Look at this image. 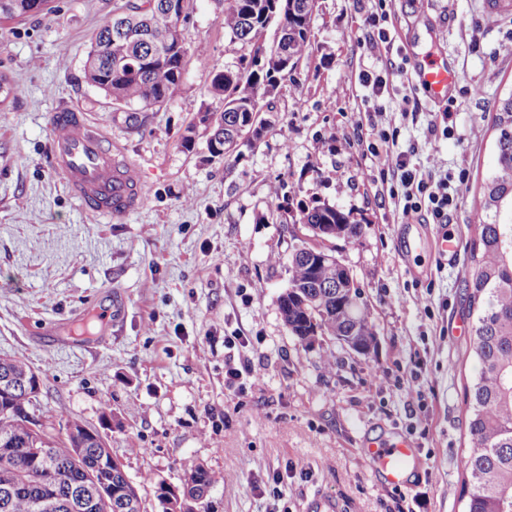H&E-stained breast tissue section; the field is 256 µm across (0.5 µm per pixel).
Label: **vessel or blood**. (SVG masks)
Instances as JSON below:
<instances>
[{
    "label": "vessel or blood",
    "mask_w": 512,
    "mask_h": 512,
    "mask_svg": "<svg viewBox=\"0 0 512 512\" xmlns=\"http://www.w3.org/2000/svg\"><path fill=\"white\" fill-rule=\"evenodd\" d=\"M411 80L429 100L440 101L458 85L459 76L455 67L436 56L430 43L414 52ZM49 164L62 175L76 202L110 220L125 219L143 201L137 167L84 113L70 106H59L52 115ZM362 453L395 488L405 484L415 466L414 452L403 439L368 443Z\"/></svg>",
    "instance_id": "vessel-or-blood-1"
}]
</instances>
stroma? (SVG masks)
<instances>
[{"mask_svg":"<svg viewBox=\"0 0 512 512\" xmlns=\"http://www.w3.org/2000/svg\"><path fill=\"white\" fill-rule=\"evenodd\" d=\"M487 3L390 4L395 49L436 33L459 75L446 137L430 132L437 105L402 115L409 74L390 71L381 99L413 165L465 178L443 226L402 223L375 159L351 141L369 117L359 74L387 62L361 49L373 0H317L311 56L265 96L261 135L226 162L210 157L204 128L184 142L194 117L217 106L206 94L213 73L251 53L225 34L224 0H194L181 25V91L137 131L83 71L121 0H53L52 13L0 23V76L13 88L0 97V357L38 374L46 431L73 417L100 431L147 512L162 510L158 481L181 486L200 465L224 476L201 512H309L317 497L337 512H409L416 498L421 512H464V390L476 372L468 261L437 262L433 243L443 230L469 240L495 161L496 102L512 92V16L484 24ZM62 102L138 167L144 201L124 221L81 209L51 169L50 116ZM324 203L363 227L328 246L376 326L364 354L328 336L300 343L279 308L284 258L309 239L293 218ZM117 293L123 315L107 329L99 315ZM228 336L235 346L225 347ZM230 356L242 371L232 382ZM399 433L418 465L408 488L392 492L361 449L365 437ZM273 484L280 496L269 495Z\"/></svg>","mask_w":512,"mask_h":512,"instance_id":"obj_1","label":"stroma"}]
</instances>
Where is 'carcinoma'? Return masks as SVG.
I'll use <instances>...</instances> for the list:
<instances>
[{
  "label": "carcinoma",
  "instance_id": "cac0c4a2",
  "mask_svg": "<svg viewBox=\"0 0 512 512\" xmlns=\"http://www.w3.org/2000/svg\"><path fill=\"white\" fill-rule=\"evenodd\" d=\"M12 8L0 21H23L50 13L52 0H10ZM161 0H125L123 17L132 21L160 7ZM316 0H224V32L230 40L252 47L249 59L232 70L212 74L207 93L220 103V115L207 139L212 157L229 160L235 150L227 143L228 127L252 125L262 111L260 99L272 93L279 80L294 72L312 51L310 29ZM183 14L156 21L141 37L135 28L116 33L104 23L94 37L84 65L86 80L112 98L126 122L139 129L146 112L162 107L180 91L182 69L173 51V28ZM288 32V55L266 40L269 31ZM497 132L496 164L482 185L478 228L468 242L470 270L465 281L472 325V354L478 371L465 388L467 432L471 452L462 497L465 512H512V95L493 116ZM300 224H348L349 215L326 204L300 210ZM288 293L280 309L288 331L305 344L315 335L351 336L370 349L376 331L364 303L346 305L336 299V263L315 256L288 255ZM0 371L35 378L24 361L0 358ZM33 406L35 397L20 389L7 399L0 395V512H36L35 502L46 496L60 500L59 512L69 497L83 487L89 473L112 490L110 503L89 504L81 512H146L136 485L123 465L110 462V448H86L80 442L90 427L66 420L63 433L43 430L34 415L13 410L14 400ZM222 476L198 467L178 490L160 485L162 512H195L204 493Z\"/></svg>",
  "mask_w": 512,
  "mask_h": 512
}]
</instances>
